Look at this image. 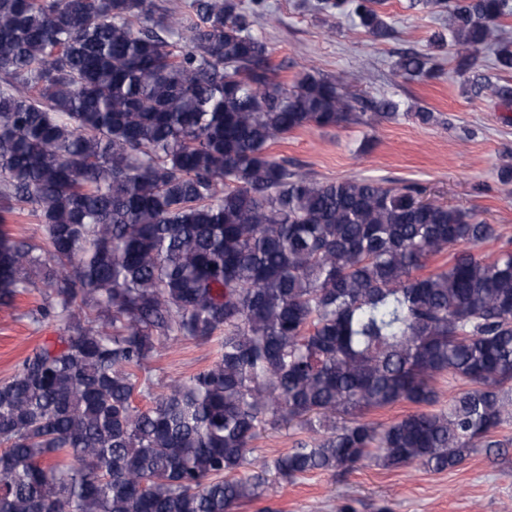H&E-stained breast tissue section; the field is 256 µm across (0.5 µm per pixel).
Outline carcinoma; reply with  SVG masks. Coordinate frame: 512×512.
<instances>
[{"label": "carcinoma", "mask_w": 512, "mask_h": 512, "mask_svg": "<svg viewBox=\"0 0 512 512\" xmlns=\"http://www.w3.org/2000/svg\"><path fill=\"white\" fill-rule=\"evenodd\" d=\"M384 0H318L389 35ZM457 50L512 71V0H410ZM239 0H0V305L37 284L59 336L0 382V512H235L271 473L364 462L452 469L512 422V237L419 186L317 181L270 154L308 126L399 116L312 72L279 79ZM499 240L494 257L472 252ZM465 249L456 250V247ZM451 261L420 275L445 252ZM218 339L192 376L152 375L162 341ZM463 382L431 410L435 382ZM152 404L139 406L137 400ZM400 403L390 422L367 415ZM306 437L238 476L260 432ZM15 207L14 212L6 215L7 221L3 224V229L16 239L39 240L41 231L38 220L29 214L27 206L18 204Z\"/></svg>", "instance_id": "1"}]
</instances>
